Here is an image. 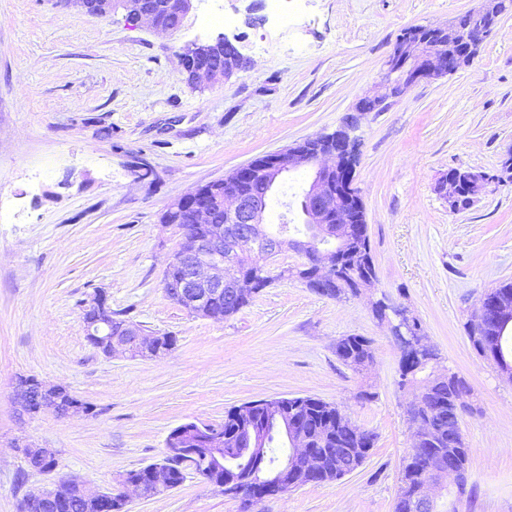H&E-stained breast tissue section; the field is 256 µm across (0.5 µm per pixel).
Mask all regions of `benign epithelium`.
I'll return each instance as SVG.
<instances>
[{
  "label": "benign epithelium",
  "instance_id": "1",
  "mask_svg": "<svg viewBox=\"0 0 512 512\" xmlns=\"http://www.w3.org/2000/svg\"><path fill=\"white\" fill-rule=\"evenodd\" d=\"M192 2L159 0L156 6L145 0H76L92 18H107L121 8L129 20L146 18L155 28L167 33L181 29L192 9ZM491 30L490 22L471 34L453 26L436 29L438 34L447 37L448 44L460 46L458 53L446 52L441 44L412 30L404 31L396 39L380 78L379 85L384 93L373 97L372 101L381 106L408 87L455 74L478 56L481 44ZM232 46L234 43L230 39L221 36L210 43L193 42L181 47L178 57L188 80L204 77L219 81L232 74L236 67L228 59L222 68L211 64L224 48ZM358 121L359 116L351 115L332 133L260 156L234 169L216 184L197 187L172 203L165 211L167 223H178L183 213L190 209L194 222L204 226V230L184 237L182 246L170 256L167 271L174 270L176 275L164 277L165 296L189 314L209 318V303L227 299L236 305L254 292L259 278L287 274L298 279L303 272L315 274L324 284L332 282L335 273L344 266L345 250L362 236V225L352 223L349 217L354 207V174L359 164L357 138L352 136ZM300 170L312 173L304 192V221L312 225V234L303 240L273 234L266 222L269 198L279 191L288 176ZM459 176L474 187L472 193L476 197L485 192L489 182H508L512 180V150L495 175L463 170ZM255 184L263 185V196L250 193ZM220 211L224 212L222 222L216 219ZM288 249L303 257L301 264L290 269L278 263V256ZM376 305L391 312L387 323L400 350V384L404 386L409 378L430 363L434 351L406 308L383 298L376 301ZM110 313L106 296L96 293L83 314L86 338L94 348L108 356L119 353L131 357L162 356L159 348L163 337L145 333L134 322L112 323ZM474 321L511 324L512 301L485 294L476 309ZM21 382L15 397L21 411L29 412L28 400L33 393L46 403L55 401L59 386L29 377ZM260 404L265 417L278 424L285 423L288 413L297 407L295 398L283 396L263 399ZM423 406L424 399L420 394L407 408L412 423V443L416 445L432 441L437 434V427L416 417V411ZM254 407V402H244L234 408V415L248 423L252 433L249 452L251 457L260 460L266 449L258 447L260 425L254 419ZM289 440L290 454L276 471L266 474L255 470L243 478L235 472L228 474L224 471V430L188 421L171 430L163 459L147 467L149 482L143 483L125 474L120 480V494L125 501L132 493L142 499L163 494L182 484L176 477L187 474L186 464L192 460L206 463L205 477L210 484L233 490L248 504L288 493L300 487L301 480L306 477L312 479V484H317V478L326 468L324 452L314 447L313 438L296 419L291 422ZM25 455L31 467L45 469L56 458V451L29 447L25 449ZM420 460L423 475L408 499L407 512H422L426 508L438 512L445 495H455L448 500L449 504L458 503L469 483L468 471L451 455L446 460L425 456ZM72 487L81 490L89 507L97 508L110 497L107 491L93 490L83 482L62 478L27 494L21 503V512H36L41 504L66 497Z\"/></svg>",
  "mask_w": 512,
  "mask_h": 512
}]
</instances>
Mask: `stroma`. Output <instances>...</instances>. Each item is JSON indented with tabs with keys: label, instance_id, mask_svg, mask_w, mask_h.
<instances>
[{
	"label": "stroma",
	"instance_id": "1",
	"mask_svg": "<svg viewBox=\"0 0 512 512\" xmlns=\"http://www.w3.org/2000/svg\"><path fill=\"white\" fill-rule=\"evenodd\" d=\"M255 0H194L168 34L123 11L95 19L70 0H0V512L69 477L103 490L159 462L170 431L219 424L241 403L312 396L377 436L364 464L245 508L200 477L127 512H393L410 447L399 349L372 303L406 306L439 359L429 374L467 386L470 450L461 512H512V382L472 347L465 326L481 296L512 280V184L454 212L437 191L449 169L496 172L512 149V14L474 61L421 82L361 120L356 185L376 278L331 299L283 278L221 320L188 314L163 292L178 229L162 223L188 191L254 158L330 133L376 95L397 37L445 26L482 0H288L297 18ZM234 17L215 23L214 14ZM246 66L188 81L177 52L218 36ZM145 163L149 178H140ZM104 291L114 312L172 335L160 358L108 356L85 338L82 310ZM345 336L373 344L370 367L336 356ZM69 388L87 416L22 414L16 376ZM59 451L50 471L19 445Z\"/></svg>",
	"mask_w": 512,
	"mask_h": 512
}]
</instances>
